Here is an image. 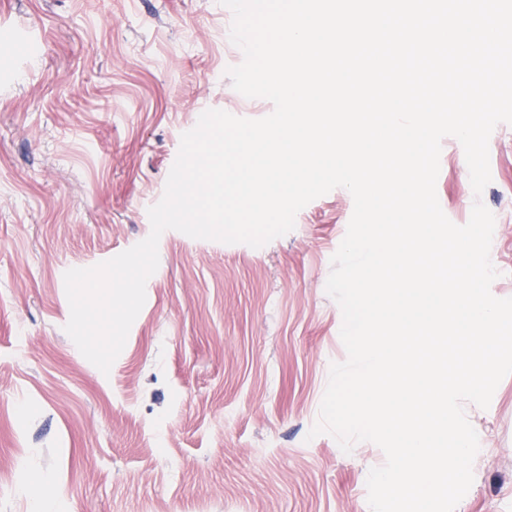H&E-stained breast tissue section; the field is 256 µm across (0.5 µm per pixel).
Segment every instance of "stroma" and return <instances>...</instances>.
I'll return each mask as SVG.
<instances>
[{"label": "stroma", "mask_w": 512, "mask_h": 512, "mask_svg": "<svg viewBox=\"0 0 512 512\" xmlns=\"http://www.w3.org/2000/svg\"><path fill=\"white\" fill-rule=\"evenodd\" d=\"M218 0H0V512H370L386 457L309 437L331 364L347 358L326 290L354 202L342 187L260 248L165 231L146 301L109 373L78 350L64 274L145 239L184 132L235 91L243 60ZM474 195L441 142L436 193L467 223L495 216L491 285L512 297V125L489 140ZM455 512H512V375L488 408Z\"/></svg>", "instance_id": "35a3bbf8"}]
</instances>
